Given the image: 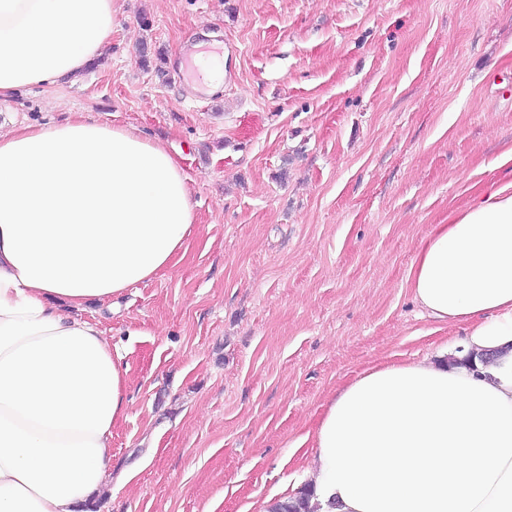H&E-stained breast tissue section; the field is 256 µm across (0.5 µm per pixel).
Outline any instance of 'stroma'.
Listing matches in <instances>:
<instances>
[{
  "label": "stroma",
  "instance_id": "obj_1",
  "mask_svg": "<svg viewBox=\"0 0 512 512\" xmlns=\"http://www.w3.org/2000/svg\"><path fill=\"white\" fill-rule=\"evenodd\" d=\"M224 88L173 72L204 35ZM85 115L163 144L196 216L111 308L126 369L98 512H258L298 491L330 393L434 357L406 278L512 142V0H117L112 43L0 128Z\"/></svg>",
  "mask_w": 512,
  "mask_h": 512
}]
</instances>
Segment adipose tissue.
Returning a JSON list of instances; mask_svg holds the SVG:
<instances>
[{
	"label": "adipose tissue",
	"instance_id": "obj_1",
	"mask_svg": "<svg viewBox=\"0 0 512 512\" xmlns=\"http://www.w3.org/2000/svg\"><path fill=\"white\" fill-rule=\"evenodd\" d=\"M116 0H0V99L78 74ZM160 145L88 119L0 132V512H80L112 481L126 379L86 301L168 267L193 232ZM448 356L336 390L304 479L315 512H512V180L480 185L407 276Z\"/></svg>",
	"mask_w": 512,
	"mask_h": 512
}]
</instances>
